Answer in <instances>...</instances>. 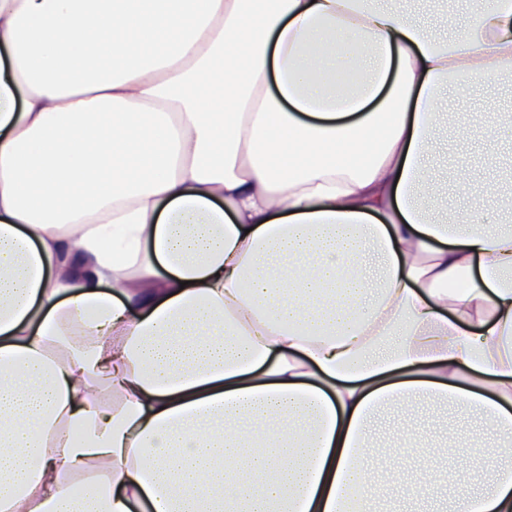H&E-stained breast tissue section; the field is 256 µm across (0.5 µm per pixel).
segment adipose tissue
<instances>
[{"label":"adipose tissue","mask_w":512,"mask_h":512,"mask_svg":"<svg viewBox=\"0 0 512 512\" xmlns=\"http://www.w3.org/2000/svg\"><path fill=\"white\" fill-rule=\"evenodd\" d=\"M447 24L0 0V512H374L436 491L372 446L418 401L492 439L447 512H512V204L430 169L512 0ZM376 486L379 496L384 505L389 509L395 510H422V511H386V512H433V503H408L401 495L400 490L386 476L376 478Z\"/></svg>","instance_id":"obj_1"}]
</instances>
